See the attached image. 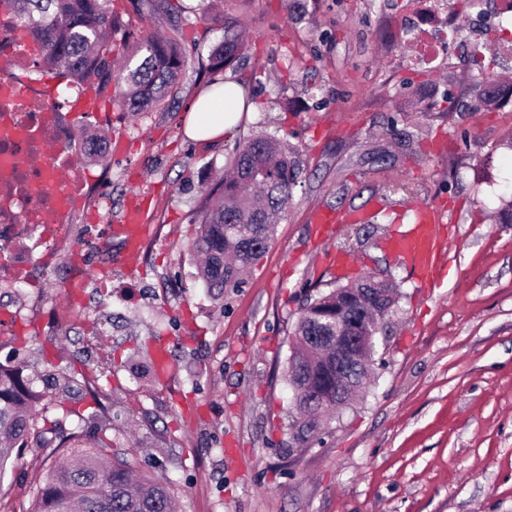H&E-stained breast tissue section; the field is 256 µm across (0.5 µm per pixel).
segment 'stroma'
<instances>
[{
  "label": "stroma",
  "mask_w": 512,
  "mask_h": 512,
  "mask_svg": "<svg viewBox=\"0 0 512 512\" xmlns=\"http://www.w3.org/2000/svg\"><path fill=\"white\" fill-rule=\"evenodd\" d=\"M173 2L178 12L148 16L117 0V37L154 30L208 54L223 36L203 17L208 0ZM410 2L238 0L249 44L222 76L244 88L253 110L218 142L185 133L187 109L211 79L192 68L161 109L122 111L108 90L98 99L111 124L74 120V141L106 136L108 155L62 179L113 173L107 200L76 210L77 234L99 227L88 295L70 303L61 271L72 245L58 243L34 265L31 289L0 295V308L23 315L0 358L37 383L72 378L71 392L48 390L47 418L118 439L135 474L171 483L177 512H512V224L500 219L512 202V116L472 111L461 83L476 69L470 57L406 66L418 52L402 31ZM449 96L457 112L425 115ZM394 113L420 152L389 132ZM257 135L286 144L298 184L268 253L218 303L190 251L200 188ZM433 204L446 210L442 277L424 287L386 242ZM134 206L151 232L130 261L123 235L106 227ZM324 208L366 220L334 225L324 240L311 222ZM328 248L401 296L365 392L308 435L287 366L304 299L337 278L322 261ZM102 282L112 307L91 294ZM160 349L171 356L163 377ZM103 370L100 401L86 385ZM46 454L26 449L0 480V512H29Z\"/></svg>",
  "instance_id": "obj_1"
}]
</instances>
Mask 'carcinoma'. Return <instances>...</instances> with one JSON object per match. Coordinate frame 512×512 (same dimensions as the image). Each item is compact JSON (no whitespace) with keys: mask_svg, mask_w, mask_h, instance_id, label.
I'll list each match as a JSON object with an SVG mask.
<instances>
[{"mask_svg":"<svg viewBox=\"0 0 512 512\" xmlns=\"http://www.w3.org/2000/svg\"><path fill=\"white\" fill-rule=\"evenodd\" d=\"M0 5L22 21L43 66L62 67L64 77L93 81L101 91L113 87L114 102L125 112L159 108L189 65L175 39L150 31L115 43L112 0H0ZM211 6L213 19L224 25V40L208 56L207 68L216 72L238 61L248 32L236 15L224 12V0H212ZM495 66L492 58L467 77L468 93L488 111L495 109ZM297 177L282 142L256 136L237 147L224 181L209 188L194 220L191 250L204 256L199 275L215 300L240 287L268 251ZM396 300L392 284H380L368 273L339 281L302 305L292 331L288 380L328 398L322 406L293 396L302 427L315 430L321 414L336 407V349L329 341L312 345L309 337L336 335L338 307L348 328L372 323L381 332ZM39 400L22 371L0 367V475L14 466L23 448H48L52 456L80 437L79 429L69 432L40 415ZM119 456L114 443L95 436L67 462L49 467L37 485L33 512H173L171 488L160 480L134 478Z\"/></svg>","mask_w":512,"mask_h":512,"instance_id":"obj_1","label":"carcinoma"}]
</instances>
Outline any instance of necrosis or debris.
I'll use <instances>...</instances> for the list:
<instances>
[{
  "label": "necrosis or debris",
  "instance_id": "necrosis-or-debris-1",
  "mask_svg": "<svg viewBox=\"0 0 512 512\" xmlns=\"http://www.w3.org/2000/svg\"><path fill=\"white\" fill-rule=\"evenodd\" d=\"M442 8L441 0H421L407 14L403 29L419 47L410 65L433 64L460 46L473 49L456 19L436 23ZM34 67L32 49L21 46L17 18L0 11V288L30 285L34 252L72 239L74 205L90 194L105 197L112 182L108 175L92 184L56 181L61 169L78 164L87 147L71 140L72 113L45 93L32 76ZM50 141L57 149L44 153ZM32 156L40 157V165H28Z\"/></svg>",
  "mask_w": 512,
  "mask_h": 512
}]
</instances>
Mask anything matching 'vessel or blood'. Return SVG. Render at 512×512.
<instances>
[{
	"mask_svg": "<svg viewBox=\"0 0 512 512\" xmlns=\"http://www.w3.org/2000/svg\"><path fill=\"white\" fill-rule=\"evenodd\" d=\"M443 221L444 214L440 209H423L415 224L389 240L390 250L408 262L424 284H433L439 278L440 243L436 226Z\"/></svg>",
	"mask_w": 512,
	"mask_h": 512,
	"instance_id": "obj_1",
	"label": "vessel or blood"
}]
</instances>
